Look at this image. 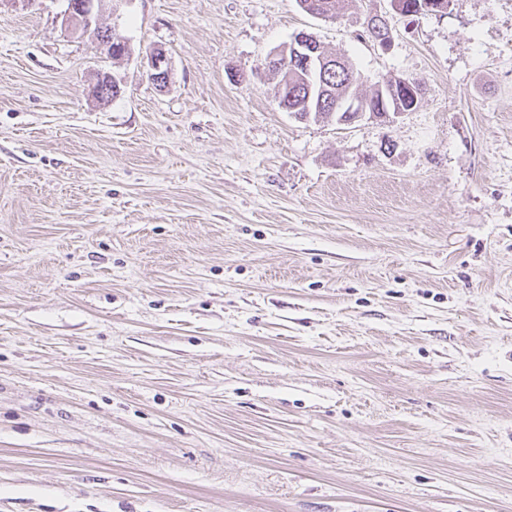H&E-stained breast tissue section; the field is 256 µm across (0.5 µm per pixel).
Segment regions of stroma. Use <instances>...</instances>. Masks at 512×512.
<instances>
[{
  "instance_id": "35a3bbf8",
  "label": "stroma",
  "mask_w": 512,
  "mask_h": 512,
  "mask_svg": "<svg viewBox=\"0 0 512 512\" xmlns=\"http://www.w3.org/2000/svg\"><path fill=\"white\" fill-rule=\"evenodd\" d=\"M64 8L0 0V512H512V0ZM300 32L418 107L296 119ZM112 10V0H69L62 15L65 30L90 35L97 40L101 49L109 57H122L124 52L120 48L125 45L112 39V31L100 24L101 16ZM112 43L114 44L112 48ZM149 67L151 80L159 88H164L169 78L168 59L164 50L158 48L150 53Z\"/></svg>"
}]
</instances>
